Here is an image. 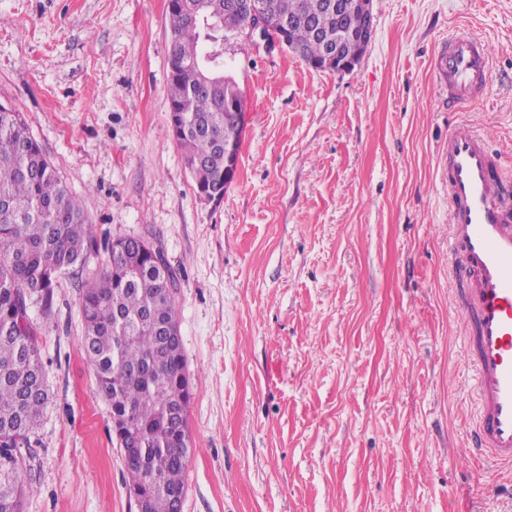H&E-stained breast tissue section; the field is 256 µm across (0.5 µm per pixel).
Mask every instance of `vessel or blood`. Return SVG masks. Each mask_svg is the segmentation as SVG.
Returning a JSON list of instances; mask_svg holds the SVG:
<instances>
[{
  "label": "vessel or blood",
  "mask_w": 512,
  "mask_h": 512,
  "mask_svg": "<svg viewBox=\"0 0 512 512\" xmlns=\"http://www.w3.org/2000/svg\"><path fill=\"white\" fill-rule=\"evenodd\" d=\"M435 66L454 108L491 77L487 50L469 33L452 36ZM447 157L448 273L478 407L464 452L512 469V189L489 140L466 123L449 132Z\"/></svg>",
  "instance_id": "obj_1"
}]
</instances>
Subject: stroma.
Wrapping results in <instances>:
<instances>
[{"instance_id": "stroma-1", "label": "stroma", "mask_w": 512, "mask_h": 512, "mask_svg": "<svg viewBox=\"0 0 512 512\" xmlns=\"http://www.w3.org/2000/svg\"><path fill=\"white\" fill-rule=\"evenodd\" d=\"M349 72L226 49L245 97L223 201L169 131L166 0H0V103L23 112L99 239L143 236L178 278L193 399L183 512H512V472L469 458L477 411L448 279V129L512 173V0H373ZM492 80L458 112L451 34ZM49 403L23 512H136L81 338L79 289L32 311Z\"/></svg>"}]
</instances>
